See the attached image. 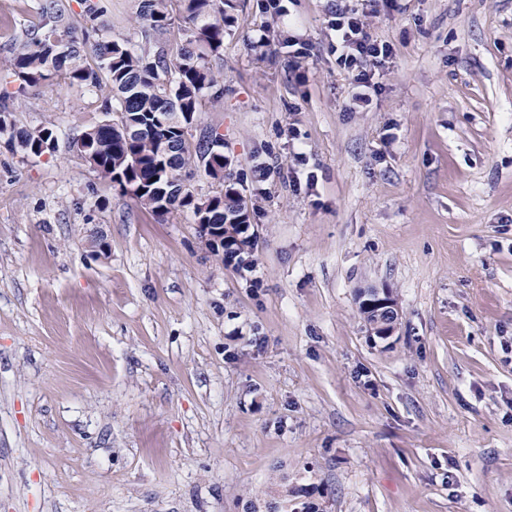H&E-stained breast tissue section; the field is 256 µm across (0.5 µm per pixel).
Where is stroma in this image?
I'll list each match as a JSON object with an SVG mask.
<instances>
[{
	"instance_id": "35a3bbf8",
	"label": "stroma",
	"mask_w": 512,
	"mask_h": 512,
	"mask_svg": "<svg viewBox=\"0 0 512 512\" xmlns=\"http://www.w3.org/2000/svg\"><path fill=\"white\" fill-rule=\"evenodd\" d=\"M263 2L195 124L254 206L250 267L96 176L97 92L24 97L57 142L0 147V512H261L283 481L316 512H512V0L380 9L366 108L327 28L352 0ZM36 7L0 0V66ZM382 286L386 340L358 308ZM366 294L376 300L366 301V306H369L372 309L373 319L375 320V325H380L385 327L384 332L380 334V336H388V334H392L396 329V326L399 321V310L398 307L395 306L391 301L395 304L396 298L393 295V292L388 289V297L391 301L385 299L386 296V288H370L365 290ZM359 311L363 316L364 321L369 325V329L375 333L379 332V330H375L374 327L371 326V317H365L366 312L364 311L361 303L359 302ZM377 336V335H376ZM380 336H377L381 338Z\"/></svg>"
}]
</instances>
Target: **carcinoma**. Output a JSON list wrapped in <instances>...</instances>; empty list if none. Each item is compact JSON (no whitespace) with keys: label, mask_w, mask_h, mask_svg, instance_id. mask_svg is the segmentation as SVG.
Returning a JSON list of instances; mask_svg holds the SVG:
<instances>
[{"label":"carcinoma","mask_w":512,"mask_h":512,"mask_svg":"<svg viewBox=\"0 0 512 512\" xmlns=\"http://www.w3.org/2000/svg\"><path fill=\"white\" fill-rule=\"evenodd\" d=\"M185 36L173 54L134 47L114 39L104 23V0H40L39 23L13 39L10 57L0 71V84L18 83L14 92H0V143L24 158L55 150L47 127L17 124L15 98L46 82L58 81L76 89L107 88L98 107L103 119L73 141L77 152L97 175L120 193L166 220L188 210L195 223L220 239L211 247L222 262L240 265L250 257L254 242L242 224L251 223L252 208L236 182L224 179V139L211 131L195 143L187 139L203 98H221L223 78L208 58L224 48L237 7L234 0H178ZM169 0H142L137 23L144 34L161 35L174 24ZM117 119H112V116ZM204 174L217 185L211 195L198 197L184 189L190 171ZM233 225L228 235L224 225ZM307 493L304 487L284 485L266 503L269 512H288V496Z\"/></svg>","instance_id":"1"}]
</instances>
